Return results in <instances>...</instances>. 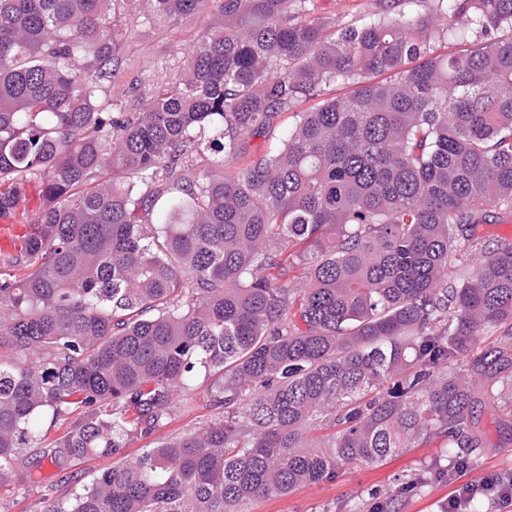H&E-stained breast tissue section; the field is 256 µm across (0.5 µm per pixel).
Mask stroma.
<instances>
[{
    "label": "stroma",
    "instance_id": "obj_1",
    "mask_svg": "<svg viewBox=\"0 0 512 512\" xmlns=\"http://www.w3.org/2000/svg\"><path fill=\"white\" fill-rule=\"evenodd\" d=\"M209 16L182 25L158 20L136 30L124 53L129 77L151 83L161 70L184 60ZM189 404L181 408L162 436H175L201 427L209 419L207 385L196 381L188 393ZM485 449L464 473L477 482L512 472V445L503 444L498 413L485 409L480 418ZM457 485L448 465V450L442 439L410 449L384 465L344 463L329 478L303 485L284 496L255 501L250 512H373L375 504L393 506L395 512H443Z\"/></svg>",
    "mask_w": 512,
    "mask_h": 512
}]
</instances>
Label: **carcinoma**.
I'll use <instances>...</instances> for the list:
<instances>
[{
	"label": "carcinoma",
	"instance_id": "carcinoma-1",
	"mask_svg": "<svg viewBox=\"0 0 512 512\" xmlns=\"http://www.w3.org/2000/svg\"><path fill=\"white\" fill-rule=\"evenodd\" d=\"M401 2L359 24L317 0H0V210L40 196L0 251V489L249 512L433 437L475 459L487 406L512 436V243L476 237L512 214V0ZM205 13L115 111L136 23ZM199 377L209 422L153 438ZM91 457L112 465L88 481Z\"/></svg>",
	"mask_w": 512,
	"mask_h": 512
}]
</instances>
